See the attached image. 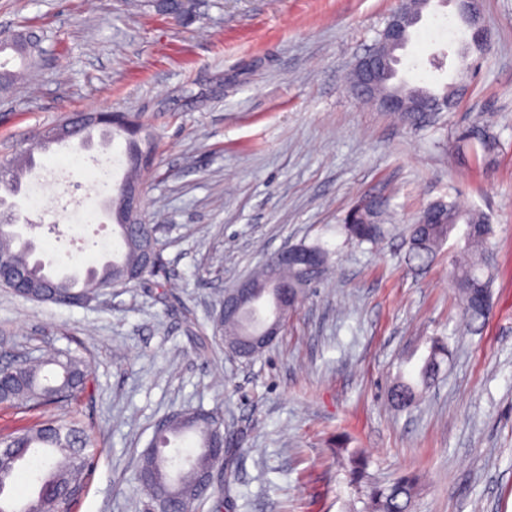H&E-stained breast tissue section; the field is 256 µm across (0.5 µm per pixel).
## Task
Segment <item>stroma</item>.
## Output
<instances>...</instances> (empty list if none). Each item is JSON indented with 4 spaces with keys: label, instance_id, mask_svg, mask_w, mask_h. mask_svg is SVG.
<instances>
[{
    "label": "stroma",
    "instance_id": "1",
    "mask_svg": "<svg viewBox=\"0 0 512 512\" xmlns=\"http://www.w3.org/2000/svg\"><path fill=\"white\" fill-rule=\"evenodd\" d=\"M400 0H197L176 22L126 0H0V33L37 37L29 67L0 93V158L78 112L139 114L155 151L140 171L144 221L161 267L149 284L109 288L83 306L38 303L0 286V364L53 349L81 356L90 387L62 408L0 406V435L48 418L79 424L93 457L69 512H145L137 473L156 424L201 408L224 420V469L196 512H361L337 449L361 451L372 481L417 479L412 512H512V0H482L490 50L444 112L402 122L358 98L347 76ZM471 32L433 4L414 27L399 78L452 82ZM501 142L484 166L451 160L457 133ZM123 137L36 154L23 216L40 259L102 264L118 244L103 209L123 176ZM388 199L379 247L345 217ZM477 207L495 229L493 304L461 327L449 284L454 241L424 269L406 261L408 226L427 204ZM321 242L331 271L308 289L279 340L225 354L214 314L226 288L280 247ZM431 336L449 353L420 405L388 388Z\"/></svg>",
    "mask_w": 512,
    "mask_h": 512
}]
</instances>
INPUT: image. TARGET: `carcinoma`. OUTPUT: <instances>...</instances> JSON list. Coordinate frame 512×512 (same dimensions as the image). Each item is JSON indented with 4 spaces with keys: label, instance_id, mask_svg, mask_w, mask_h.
<instances>
[{
    "label": "carcinoma",
    "instance_id": "carcinoma-1",
    "mask_svg": "<svg viewBox=\"0 0 512 512\" xmlns=\"http://www.w3.org/2000/svg\"><path fill=\"white\" fill-rule=\"evenodd\" d=\"M489 43L471 39L468 50L458 53V71L468 69V57L475 53L482 57ZM406 93H421L435 99L458 95L455 85L446 84L439 90L427 87L392 83ZM138 119L135 114L116 112L108 127L112 135L126 141L125 155L131 169L138 168L136 158L144 150L153 151V141L142 123L132 130L125 119ZM481 149L482 160L490 165L499 150V139L484 126H472L461 131L454 140L452 154L466 161L471 155V143ZM33 165L27 153L9 167V180L17 182ZM442 213L440 224L425 223L428 209L419 212L409 225L408 261L419 265L431 262L438 250L454 233L458 234L457 259L450 272L451 285L460 302L462 320L470 332L477 331L488 319L492 308V280L496 268L492 242L493 225L476 209L463 210L453 201L441 200L436 204ZM389 204L383 198H372V202L354 212L349 211L345 229L348 235L361 243L377 247L383 239V224L388 216ZM122 242L118 260H110L100 267L86 270L83 282L75 275H57L43 261L32 259L33 247L25 241L14 249L18 239L12 225L0 221V252L8 255V262L0 268V285L12 287V283L24 279L31 285L24 298L35 302H51L58 305L77 306L88 298L97 297L99 291L110 288L117 277L131 265L142 259L140 235L117 225L115 229ZM261 324L260 317L250 307L244 308L228 324L235 334L246 337ZM428 354L422 359L416 377L399 371L389 389V400L399 411H408L418 406L424 394L432 386L441 363L448 355V342L443 336L428 340ZM90 381V371L82 358L72 352H57L48 357H35L20 363L0 367V404L18 408H37L67 404L84 393ZM200 419L185 423L172 421L170 428L161 437L153 440L155 451L146 453L140 472L149 479L157 500L167 505L176 504L183 512H193L194 504L207 494L195 486L201 472L224 463L217 449L211 447L208 419L218 417L214 412L195 411ZM191 434L196 447L184 456L178 448L169 454L165 448L171 438ZM89 440L76 423H61L48 420L26 427L0 438V512H64L71 490L82 482ZM40 459L35 496L23 503L14 500L11 488L23 472L22 464ZM350 481L365 488L363 512H411L415 489V478L400 476L389 484L380 485L365 481L369 462L353 452L349 455Z\"/></svg>",
    "mask_w": 512,
    "mask_h": 512
}]
</instances>
